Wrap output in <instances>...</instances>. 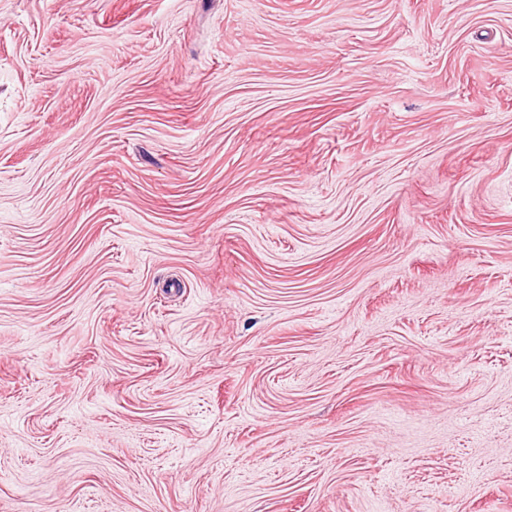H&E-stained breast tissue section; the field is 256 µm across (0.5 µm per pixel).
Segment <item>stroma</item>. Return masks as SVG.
I'll use <instances>...</instances> for the list:
<instances>
[{"mask_svg": "<svg viewBox=\"0 0 512 512\" xmlns=\"http://www.w3.org/2000/svg\"><path fill=\"white\" fill-rule=\"evenodd\" d=\"M0 512H512V0H0Z\"/></svg>", "mask_w": 512, "mask_h": 512, "instance_id": "1", "label": "stroma"}]
</instances>
